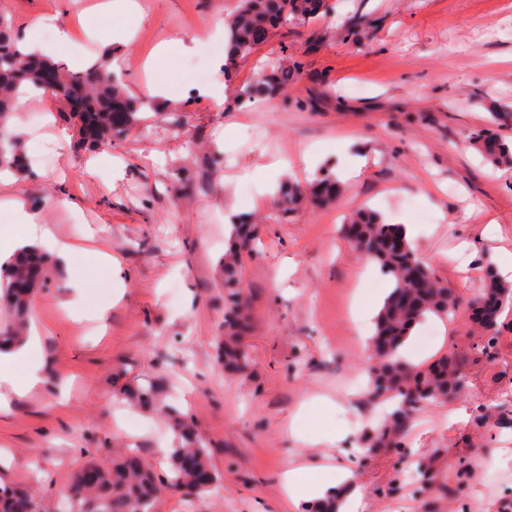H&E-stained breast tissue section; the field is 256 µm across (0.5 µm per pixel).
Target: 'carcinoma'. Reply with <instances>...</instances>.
I'll list each match as a JSON object with an SVG mask.
<instances>
[{"label":"carcinoma","instance_id":"cac0c4a2","mask_svg":"<svg viewBox=\"0 0 512 512\" xmlns=\"http://www.w3.org/2000/svg\"><path fill=\"white\" fill-rule=\"evenodd\" d=\"M326 0H239V5L224 20V75L247 59L259 46L253 39L258 29L271 30L297 20L309 21L327 12ZM57 74V84L50 90L43 85L29 61ZM299 74L298 70L279 68L262 76L244 92V99L274 95L282 91ZM51 92L67 100L81 95L86 111L68 112L67 118L78 130L81 146L99 151L112 147L114 140L128 135L142 121L144 102L130 95L123 81L112 70V49L84 68L70 70L26 47L14 32L13 22L0 14V173H23L27 159L20 138L11 132L4 118L14 112L19 97L27 92ZM471 144L491 165L512 166V143L489 138L485 133L471 137ZM340 192L339 183L329 172L306 185L288 181L280 187V202L292 210L307 198L330 202ZM361 227L363 257L379 266L390 277L391 290L377 313L369 339L373 363L366 368L367 390L363 401L369 408L391 404V411L378 425L367 426L360 439L364 448H403V438L412 414L430 405L446 402L466 392V375L459 355L450 348L435 360L416 365L401 355V348L416 325L427 316L453 317L460 312L457 295L440 280L433 269L415 253L411 243L396 225L386 223L373 211H360L349 220ZM243 225H233L222 263L224 283V336L219 342V364L223 370L245 371L249 353L243 342L246 302L240 286L241 258L258 235L241 234ZM51 280L48 261L36 246L23 247L0 264V351H7L26 340L28 314L37 290ZM494 296L498 307L512 302V285L502 281L492 268L486 269V287L482 296ZM488 336L477 347L484 355L495 347L498 322L486 325ZM121 398L144 410L156 411L172 432L169 469L157 471L146 462L135 470L127 469L134 454L85 462L75 473L66 495L68 508L63 512H153L154 500L165 488L174 493L199 494L209 489L200 486L196 474H209L217 481L211 448L198 434L192 418L167 403L165 383L146 386L127 381L118 388ZM90 467L99 470L97 483L84 481ZM0 512H40L39 503L27 491L0 486Z\"/></svg>","mask_w":512,"mask_h":512}]
</instances>
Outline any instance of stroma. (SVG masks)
<instances>
[{
    "label": "stroma",
    "instance_id": "1",
    "mask_svg": "<svg viewBox=\"0 0 512 512\" xmlns=\"http://www.w3.org/2000/svg\"><path fill=\"white\" fill-rule=\"evenodd\" d=\"M98 2L0 0L20 37L53 59L78 69L108 46L133 96L164 91L159 112L145 111L92 172V152L60 137L59 99L28 104L48 115L42 130L26 112L14 116L32 168L10 189L73 252L30 311L41 384L23 396L0 385V484L59 512L74 472L98 449H131L166 469L164 419L112 393L118 381L162 377L169 403L212 446L221 478L197 496L160 495L154 512H306L284 493L291 459L325 485L350 470L361 512H512V429L498 424L512 416V308L498 318L489 358L475 351L483 331L469 317L417 327L406 357L426 364L455 347L469 390L417 412L405 455L366 450L363 429L378 417L342 383L361 374L389 280L341 234L361 209L415 225V252L467 301L483 290L484 268L512 251V168L487 164L469 140L483 129L512 140V125L491 120L512 111V0H328L318 19L273 30L229 79L211 32L238 0H137L138 12L110 14L94 13ZM42 15L72 30V44L31 30ZM163 42L166 55L147 66ZM281 64L300 68L287 93L242 100ZM341 156L366 164L343 180L335 204L281 210V182L335 171ZM241 213L261 237L242 259L251 365L237 375L217 366L215 341L224 333L219 261ZM464 239L476 252H457ZM96 250L117 268L98 264ZM317 397L328 407H314ZM428 456L433 487L412 475Z\"/></svg>",
    "mask_w": 512,
    "mask_h": 512
}]
</instances>
